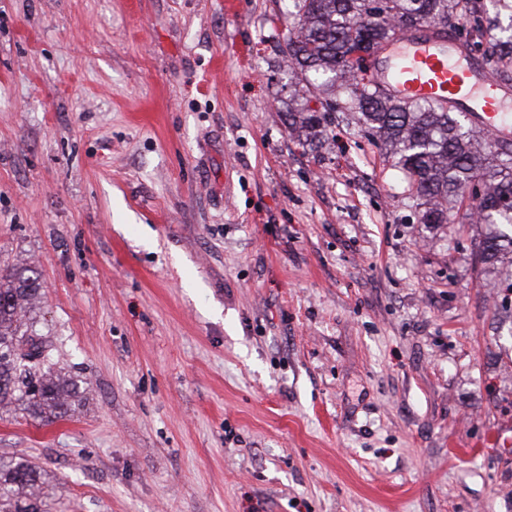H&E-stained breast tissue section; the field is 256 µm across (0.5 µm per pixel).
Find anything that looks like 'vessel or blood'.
<instances>
[{
    "instance_id": "vessel-or-blood-1",
    "label": "vessel or blood",
    "mask_w": 512,
    "mask_h": 512,
    "mask_svg": "<svg viewBox=\"0 0 512 512\" xmlns=\"http://www.w3.org/2000/svg\"><path fill=\"white\" fill-rule=\"evenodd\" d=\"M392 64L380 66L384 85L398 99H426L451 104L467 113L493 143H512V99L474 60H460L453 39H432L404 33L393 37Z\"/></svg>"
}]
</instances>
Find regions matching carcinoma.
Segmentation results:
<instances>
[{"label": "carcinoma", "instance_id": "1", "mask_svg": "<svg viewBox=\"0 0 512 512\" xmlns=\"http://www.w3.org/2000/svg\"><path fill=\"white\" fill-rule=\"evenodd\" d=\"M294 0L297 33L282 53L296 80L288 105L289 134L300 144L326 133L336 113L351 112L376 138L407 178L424 224L448 223V212L465 209L472 224L494 227L478 243L483 260L494 261L512 236V147H498L461 113L426 100H395L377 79L357 75L350 53L361 45L381 46L397 33L443 25L464 45L471 36L485 45L478 56L500 82L512 81V0ZM318 93L322 110L301 108L298 98ZM478 198L466 196L473 183ZM42 290L32 269L0 275V408L18 405L48 423L71 413L75 381L56 370L45 346L23 330L32 300ZM42 473L24 460L0 458V512H48L43 508Z\"/></svg>", "mask_w": 512, "mask_h": 512}]
</instances>
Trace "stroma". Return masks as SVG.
<instances>
[{
  "instance_id": "1",
  "label": "stroma",
  "mask_w": 512,
  "mask_h": 512,
  "mask_svg": "<svg viewBox=\"0 0 512 512\" xmlns=\"http://www.w3.org/2000/svg\"><path fill=\"white\" fill-rule=\"evenodd\" d=\"M0 0V271L87 382L0 409L49 512H512V252L352 115L281 114L291 0Z\"/></svg>"
}]
</instances>
